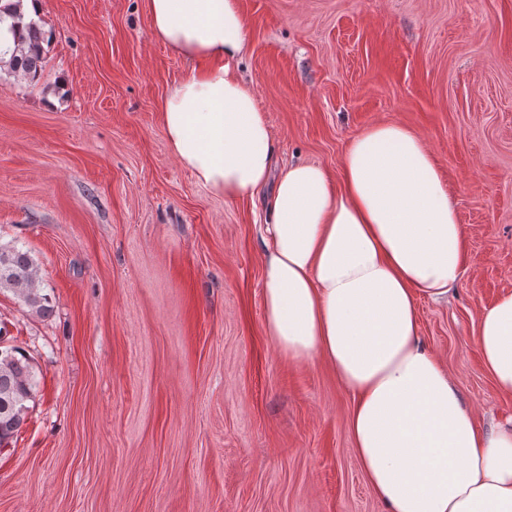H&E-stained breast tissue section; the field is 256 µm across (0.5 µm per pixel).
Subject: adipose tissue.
<instances>
[{
	"label": "adipose tissue",
	"mask_w": 512,
	"mask_h": 512,
	"mask_svg": "<svg viewBox=\"0 0 512 512\" xmlns=\"http://www.w3.org/2000/svg\"><path fill=\"white\" fill-rule=\"evenodd\" d=\"M153 34L213 59L161 104L170 150L196 184L240 199L272 186L263 261L265 329L294 362L324 359L353 400L348 430L387 512H512V422L481 428L420 340L416 299L462 276L463 231L425 142L394 123L348 145L342 185L315 164L274 166L256 93L231 70L247 25L238 0H146ZM496 389L512 394V292L477 333Z\"/></svg>",
	"instance_id": "ef3b65f1"
}]
</instances>
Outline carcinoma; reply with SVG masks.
<instances>
[{"instance_id": "carcinoma-1", "label": "carcinoma", "mask_w": 512, "mask_h": 512, "mask_svg": "<svg viewBox=\"0 0 512 512\" xmlns=\"http://www.w3.org/2000/svg\"><path fill=\"white\" fill-rule=\"evenodd\" d=\"M9 22L16 48L10 57L0 53V74L27 77L41 74L49 37L38 22L18 13L11 0H0V23ZM10 291L31 310L45 314L50 305L38 288V267L30 252L0 244V291ZM39 379L29 358L15 347L0 349V446L8 443L24 424L28 402Z\"/></svg>"}]
</instances>
